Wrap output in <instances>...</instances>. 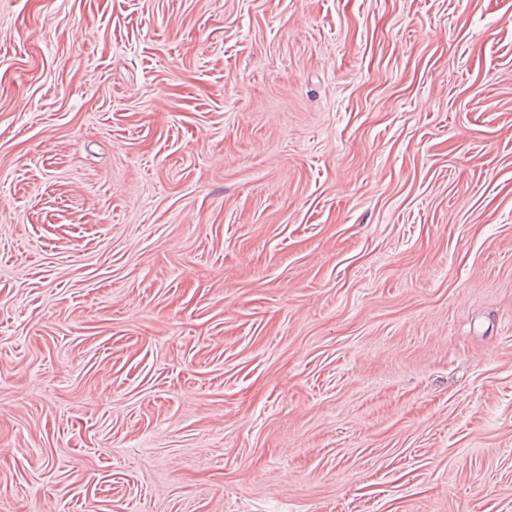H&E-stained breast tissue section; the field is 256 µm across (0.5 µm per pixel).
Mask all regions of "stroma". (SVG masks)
Returning a JSON list of instances; mask_svg holds the SVG:
<instances>
[{"label": "stroma", "mask_w": 512, "mask_h": 512, "mask_svg": "<svg viewBox=\"0 0 512 512\" xmlns=\"http://www.w3.org/2000/svg\"><path fill=\"white\" fill-rule=\"evenodd\" d=\"M0 512H512V0H0Z\"/></svg>", "instance_id": "obj_1"}]
</instances>
